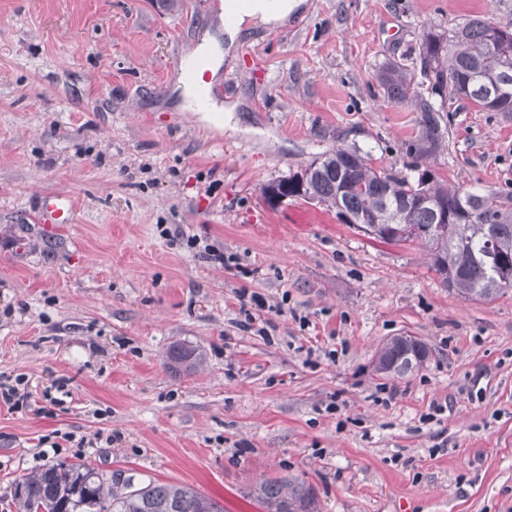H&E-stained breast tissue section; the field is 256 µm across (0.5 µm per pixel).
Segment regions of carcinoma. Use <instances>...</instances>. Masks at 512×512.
Returning a JSON list of instances; mask_svg holds the SVG:
<instances>
[{
	"mask_svg": "<svg viewBox=\"0 0 512 512\" xmlns=\"http://www.w3.org/2000/svg\"><path fill=\"white\" fill-rule=\"evenodd\" d=\"M494 25L473 18L446 35H424L420 91L415 75L397 62L379 75L389 101L419 112V133L406 147L412 178L370 164V153L354 145L332 148L301 170V187L288 194L361 220L355 229L393 242H420L442 285L464 299H493L512 288L488 261L489 253L512 262V191L473 193L435 176L422 161L443 147L447 122L441 100L463 98L481 109L492 94L498 111L512 115V43L492 38ZM426 345L395 336L378 350L375 371L402 375L420 365ZM175 363L196 364L192 349L168 351ZM16 512H224L216 501L187 484L134 482L115 473L108 480L84 462L60 463L25 474L13 489ZM259 497L267 512H316L311 487L286 478L264 480Z\"/></svg>",
	"mask_w": 512,
	"mask_h": 512,
	"instance_id": "carcinoma-1",
	"label": "carcinoma"
}]
</instances>
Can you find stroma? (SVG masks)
Wrapping results in <instances>:
<instances>
[{
    "label": "stroma",
    "instance_id": "35a3bbf8",
    "mask_svg": "<svg viewBox=\"0 0 512 512\" xmlns=\"http://www.w3.org/2000/svg\"><path fill=\"white\" fill-rule=\"evenodd\" d=\"M218 13L0 0V381L30 393L0 405V512L22 475L82 461L224 512H266L255 489L275 478L309 484L317 512H512V291L463 299L419 243L263 196L336 146L403 169L418 114L387 100L382 68L419 71L427 31L512 30V0H305L225 54L214 91L238 128L215 133L175 88ZM448 109L431 169L512 187V117ZM49 192L74 223L38 221ZM251 292L285 306L268 337L238 324ZM394 336L428 356L384 377ZM175 345L203 366L170 362Z\"/></svg>",
    "mask_w": 512,
    "mask_h": 512
}]
</instances>
